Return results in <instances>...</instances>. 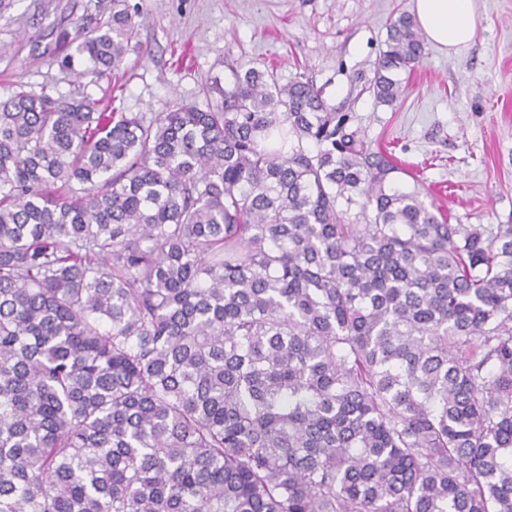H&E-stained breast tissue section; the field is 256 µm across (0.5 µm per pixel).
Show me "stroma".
<instances>
[{
    "label": "stroma",
    "mask_w": 512,
    "mask_h": 512,
    "mask_svg": "<svg viewBox=\"0 0 512 512\" xmlns=\"http://www.w3.org/2000/svg\"><path fill=\"white\" fill-rule=\"evenodd\" d=\"M145 16L116 85L61 67L60 30L92 28L112 0H0V93L84 96L120 112L220 103L212 84L259 63L280 83L304 76L371 146L392 150L400 186L421 182L453 224H512V0H477L470 44L426 45L399 100L370 83L390 19L411 0H128Z\"/></svg>",
    "instance_id": "35a3bbf8"
}]
</instances>
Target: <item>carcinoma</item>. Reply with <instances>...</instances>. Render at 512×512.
I'll use <instances>...</instances> for the list:
<instances>
[{
	"label": "carcinoma",
	"mask_w": 512,
	"mask_h": 512,
	"mask_svg": "<svg viewBox=\"0 0 512 512\" xmlns=\"http://www.w3.org/2000/svg\"><path fill=\"white\" fill-rule=\"evenodd\" d=\"M141 17L57 58L109 78ZM385 46L391 106L425 47ZM222 97L0 96V512H512V224L395 187L300 76Z\"/></svg>",
	"instance_id": "obj_1"
}]
</instances>
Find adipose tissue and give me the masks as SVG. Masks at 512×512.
Returning a JSON list of instances; mask_svg holds the SVG:
<instances>
[{
  "label": "adipose tissue",
  "mask_w": 512,
  "mask_h": 512,
  "mask_svg": "<svg viewBox=\"0 0 512 512\" xmlns=\"http://www.w3.org/2000/svg\"><path fill=\"white\" fill-rule=\"evenodd\" d=\"M412 11L429 42L445 52L458 51L475 35V0H412Z\"/></svg>",
  "instance_id": "ef3b65f1"
}]
</instances>
